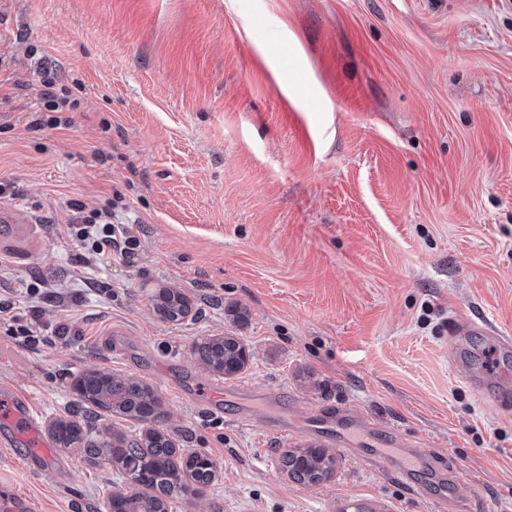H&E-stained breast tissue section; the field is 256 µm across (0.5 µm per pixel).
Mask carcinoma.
Here are the masks:
<instances>
[{"label": "carcinoma", "mask_w": 512, "mask_h": 512, "mask_svg": "<svg viewBox=\"0 0 512 512\" xmlns=\"http://www.w3.org/2000/svg\"><path fill=\"white\" fill-rule=\"evenodd\" d=\"M155 306L160 315L169 321H177L188 312L186 297L170 289L158 293ZM237 348L238 342L229 337H213L198 346V350L207 354L211 368L217 372L235 361ZM83 386L85 402L149 425L144 434V448L137 442L119 439L109 445L89 449L96 457L107 454L112 463L125 470L132 481L156 492L154 496H118L112 502L116 512H167V499L189 490L188 484L178 480L180 472L188 474L196 484L207 485L212 481L215 463H199L197 453L176 458L172 442L151 427L162 415L160 399L151 386L115 376L103 382L93 374L84 376ZM301 456L307 458L302 469L307 479L318 482L331 474L333 458L308 448L285 451L283 466L289 467Z\"/></svg>", "instance_id": "obj_1"}]
</instances>
